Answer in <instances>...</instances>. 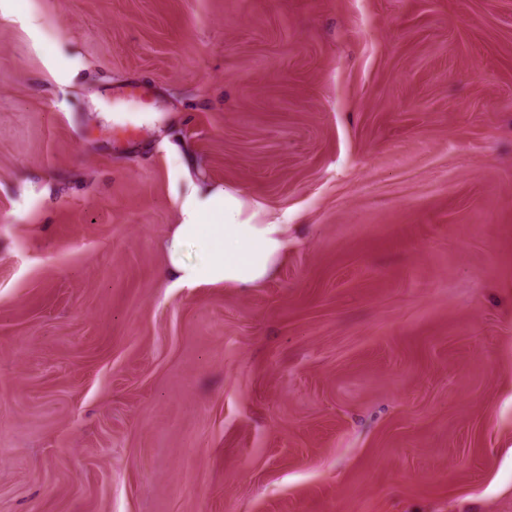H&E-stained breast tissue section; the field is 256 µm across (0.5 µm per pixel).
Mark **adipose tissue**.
Instances as JSON below:
<instances>
[{
	"label": "adipose tissue",
	"mask_w": 512,
	"mask_h": 512,
	"mask_svg": "<svg viewBox=\"0 0 512 512\" xmlns=\"http://www.w3.org/2000/svg\"><path fill=\"white\" fill-rule=\"evenodd\" d=\"M166 244L165 276L175 288H250L270 277L288 248L287 225L256 222L228 191L188 195Z\"/></svg>",
	"instance_id": "ef3b65f1"
}]
</instances>
